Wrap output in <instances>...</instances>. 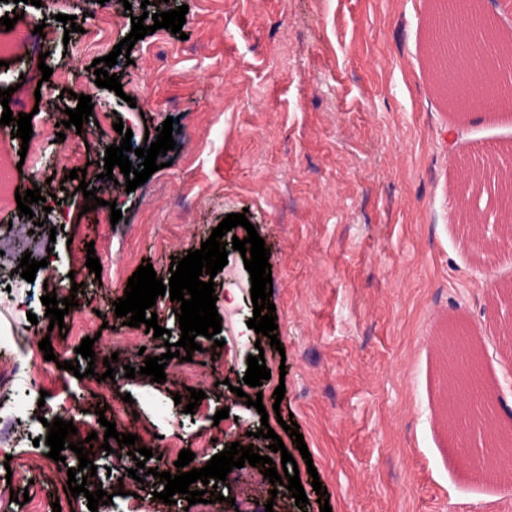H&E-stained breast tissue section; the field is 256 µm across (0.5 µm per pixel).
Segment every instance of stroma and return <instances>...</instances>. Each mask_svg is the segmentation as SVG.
I'll return each mask as SVG.
<instances>
[{
	"label": "stroma",
	"mask_w": 512,
	"mask_h": 512,
	"mask_svg": "<svg viewBox=\"0 0 512 512\" xmlns=\"http://www.w3.org/2000/svg\"><path fill=\"white\" fill-rule=\"evenodd\" d=\"M130 2L128 10L98 0L0 4V15L17 12V29L46 21L39 53L23 45L0 55L7 63L0 79L14 87L33 130L25 148L10 131L0 132V146L22 165L15 186L24 191L46 177V203L33 205L32 216H19L16 201L0 204V333L31 347L49 338L55 354L0 384V404L31 385L47 393L40 409L47 419L76 404L79 428L100 436L97 410L120 404L124 433L138 435L154 455L209 439L207 454L192 462L196 469L265 422L295 452L277 422L292 416L312 458L298 465L307 506L289 495L271 497L260 467L247 464L218 483L222 512H235L238 501L250 512H320L311 489L316 477L332 512H512V486L492 477L464 481L448 456L443 362L432 345L444 325L469 327L497 419L512 422V344L489 318L498 290L512 286V248L476 254L457 209L466 167L494 156L512 160V111L460 112L437 90L429 44L434 0H182V35L158 29L136 42L130 63L115 65L122 93L136 100L119 106L118 93L96 86L90 66L130 33L141 0ZM60 13L75 16L77 32L65 33ZM43 51L52 54L47 79L38 68ZM74 88L91 96L99 126L87 137L68 128L60 143L55 112L77 107ZM169 117L182 133L166 155L169 167L132 192L98 180L99 198L116 202L122 218L113 226L88 223L80 215L83 197L62 190L64 176L103 161L107 146L120 143L114 123L131 128L140 146L146 131ZM239 212L270 251L280 347L247 326L250 274L233 250L214 278L223 347L197 336L199 351L188 362L169 360L162 384L139 375L112 385L61 369L69 360L87 367L75 352L86 337L96 355L135 368L144 364L142 343L158 356L166 342H178L169 296L153 307L159 326L171 332L167 340L124 325L113 303L142 262L168 278L172 260L200 249L227 214ZM47 217L62 227L49 272L30 283L15 272L21 253L14 242ZM75 239L93 243L100 274L89 272L85 252H74ZM73 269L83 284L77 295ZM48 288L77 300L64 317L66 334L49 328L41 302ZM259 349L271 377L237 397L229 386L243 379L248 356ZM280 385L286 392L278 401ZM189 387L206 394L192 414L173 400ZM256 394L268 419L246 404ZM223 408L228 418L215 420ZM5 438L11 455L0 456V512H28L11 501L14 493L89 512L86 497L71 495L60 466L25 469L26 460L49 451L34 444L26 413L7 420ZM92 461L97 476L88 490L120 492L123 512H185V498L163 503L159 478L128 477L116 454L100 451Z\"/></svg>",
	"instance_id": "stroma-1"
}]
</instances>
